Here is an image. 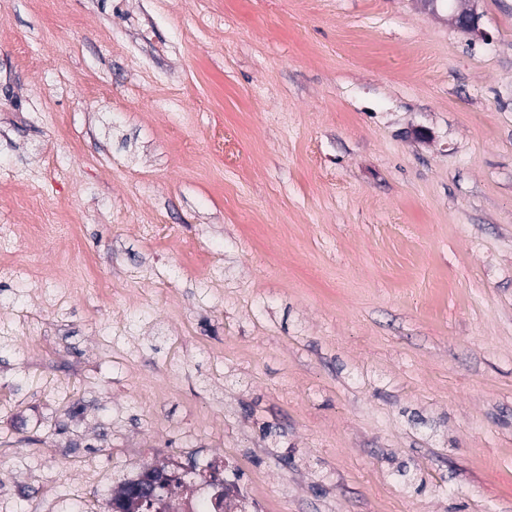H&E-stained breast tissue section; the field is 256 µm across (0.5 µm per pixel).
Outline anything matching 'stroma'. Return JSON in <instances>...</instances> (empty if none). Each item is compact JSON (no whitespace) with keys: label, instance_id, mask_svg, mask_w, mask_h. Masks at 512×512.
I'll list each match as a JSON object with an SVG mask.
<instances>
[{"label":"stroma","instance_id":"35a3bbf8","mask_svg":"<svg viewBox=\"0 0 512 512\" xmlns=\"http://www.w3.org/2000/svg\"><path fill=\"white\" fill-rule=\"evenodd\" d=\"M472 8L0 0V512L218 453L240 512H512V0Z\"/></svg>","mask_w":512,"mask_h":512}]
</instances>
